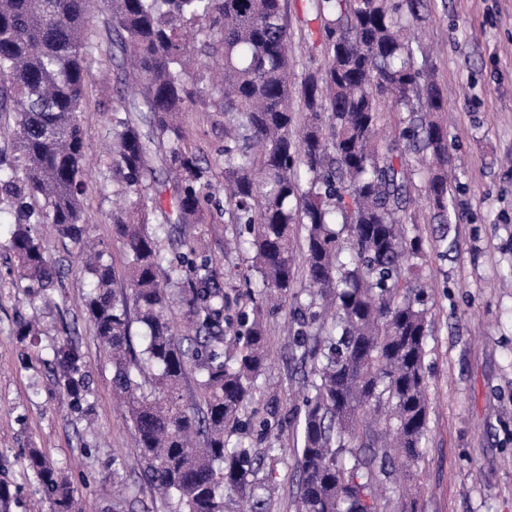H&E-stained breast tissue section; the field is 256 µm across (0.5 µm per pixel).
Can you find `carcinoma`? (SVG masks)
Returning a JSON list of instances; mask_svg holds the SVG:
<instances>
[{"label":"carcinoma","mask_w":512,"mask_h":512,"mask_svg":"<svg viewBox=\"0 0 512 512\" xmlns=\"http://www.w3.org/2000/svg\"><path fill=\"white\" fill-rule=\"evenodd\" d=\"M121 38L120 94L109 137L112 169L127 206L112 220L124 238V278L89 243L81 201L87 154L77 114L90 72L88 29L98 5ZM319 54L304 78L292 79L285 0H0V112L13 114L11 137L21 156L0 152V204L14 213L10 250L15 286L49 298L61 282L35 228L51 224L78 248L90 289L84 298L94 332L112 357V385L134 431L145 480L174 512H268L263 457L244 438L290 428L300 441L298 512H383L378 487L395 456L416 461L429 423L424 359L431 329L418 278L425 240L410 234L415 166L425 185L436 242L448 254L445 97L433 56L408 35L424 22L429 0H313ZM204 45L222 47L223 72L210 89L224 112L225 223L251 256L240 271L219 272L199 245L165 254L144 199L153 187L152 146L168 145L176 173L170 205L182 224H202L213 184L199 155L183 143L188 104L204 101L190 81ZM304 112L294 138L291 101ZM402 114L399 136L381 144L383 107ZM150 113L153 137L130 113ZM304 226L302 255L293 225ZM308 302L296 322L292 352L311 363L308 393L287 423L247 414L267 369L264 322L297 287ZM179 306L188 335L175 333ZM138 324L142 349L134 352ZM53 375L71 410L90 404L79 347L53 350ZM194 407L184 404L188 375ZM28 466L49 512H80L77 491L45 455Z\"/></svg>","instance_id":"1"}]
</instances>
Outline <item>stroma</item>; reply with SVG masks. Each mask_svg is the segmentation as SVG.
Instances as JSON below:
<instances>
[{"label":"stroma","instance_id":"obj_1","mask_svg":"<svg viewBox=\"0 0 512 512\" xmlns=\"http://www.w3.org/2000/svg\"><path fill=\"white\" fill-rule=\"evenodd\" d=\"M307 0H286L288 55L296 77L309 61L304 41ZM428 33L436 48V79L448 93L443 114L448 155L456 172L450 196L459 220L450 225L447 256L428 223L430 211L417 174L415 208L426 240L422 280L430 295L432 327L425 378L429 431L413 466L408 498L393 496L389 512H512V0H430ZM88 58L91 80L78 119L92 171L83 205L92 240L123 271L126 250L112 222L124 186L112 174L108 140L116 96L115 33L96 13ZM184 138L199 150L214 182L224 180V114L218 95L183 114ZM15 219L0 212V512H33L42 498L28 467L36 448L52 459L78 490L82 512H168L142 478L134 433L116 407L112 362L82 307L89 279L69 239L40 228L50 262L64 276L52 305L25 299L13 284L9 250ZM233 225L212 209L205 223H169L159 233L162 251L189 239L206 245L216 264H244L245 251L225 253ZM296 299L268 318L269 369L260 376L253 405L291 414L303 398L299 363L291 352ZM38 317L43 334L19 336L21 319ZM72 338L89 377L91 420L71 411L55 384L50 349ZM123 477L112 479V460ZM270 512H294L299 473L292 453L265 458Z\"/></svg>","mask_w":512,"mask_h":512}]
</instances>
